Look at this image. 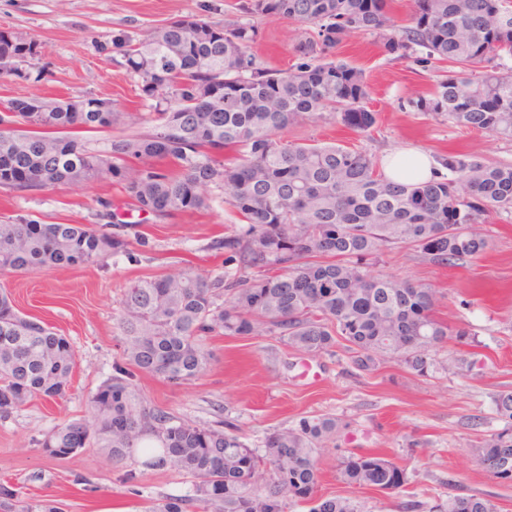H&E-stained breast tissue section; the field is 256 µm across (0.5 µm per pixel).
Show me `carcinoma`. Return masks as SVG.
Listing matches in <instances>:
<instances>
[{
	"label": "carcinoma",
	"mask_w": 512,
	"mask_h": 512,
	"mask_svg": "<svg viewBox=\"0 0 512 512\" xmlns=\"http://www.w3.org/2000/svg\"><path fill=\"white\" fill-rule=\"evenodd\" d=\"M399 24L388 0H246L240 12L277 15L317 27L296 50L314 59L295 71L266 67L249 52L256 28L235 20H174L138 41L120 33L113 46L155 101L153 125L112 140L109 152L88 148L76 133L106 129L119 113L87 98H30L27 112L0 113V165L30 181L13 190L52 187L106 174L139 212L164 217L206 207L205 190L224 186L225 202L244 224L224 236V275L207 278L173 268L139 280L120 300L127 366L118 365L90 399L92 420L55 426L38 441L65 459L89 446L119 465L169 467L191 478L192 491L154 500L143 512H361L351 497L318 494L320 449L343 425L303 416L252 448L234 426H199L148 403L136 374L179 386L211 360L202 335L277 336L292 349L340 350L348 372L370 373L389 359L428 377L433 352L448 339L430 288L372 273L388 250L410 248L445 266L482 255L477 227L487 209L512 212V165L450 153L447 173L424 182H394L363 151L335 144L284 143L280 131L319 120L366 130L370 87L363 70L327 57L350 33L371 35L382 51L446 63V77L426 96L408 100L424 115L512 139V0H413ZM141 161L139 165L129 159ZM128 241L86 224L0 222V272L94 265L125 252ZM75 366L69 339L17 311L0 290V417L32 397L65 396ZM507 422L472 448L491 464L512 457V392L494 397ZM127 423L117 434L113 425ZM336 478L352 489L394 492L404 471L381 453L350 451ZM441 512H496L485 497L458 492ZM0 512H62L54 499H23L0 485Z\"/></svg>",
	"instance_id": "carcinoma-1"
}]
</instances>
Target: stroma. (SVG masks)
<instances>
[{"label":"stroma","instance_id":"35a3bbf8","mask_svg":"<svg viewBox=\"0 0 512 512\" xmlns=\"http://www.w3.org/2000/svg\"><path fill=\"white\" fill-rule=\"evenodd\" d=\"M239 2L0 0V32L35 41L39 50L29 63L30 78H0V102L36 94L98 98L121 112L148 113L151 101L113 48V36L124 32L141 39L178 19L238 20ZM253 23L252 53L281 69L302 63L295 47L316 33L315 26L278 16L257 17ZM333 54L364 70L375 124L356 132L337 120L307 122L282 131V142L357 148L378 162L392 150L417 148L435 161L458 153L512 165V141L408 106L410 97L435 86L446 65L394 59L362 33L336 46ZM206 195L208 207L202 212L158 218L133 209L109 179L21 192L0 187V220L23 216L96 228L106 202L116 214L109 231L129 242L127 252L97 265L0 273V287L10 292L16 309L67 336L76 351L65 399L34 398L0 419V483L15 486L25 498L57 500L64 512H140L147 499L188 494L190 479L177 470H140L131 487L122 481L123 467L106 461L98 449L51 459L38 441L58 424L91 419V396L124 362L119 302L131 282L160 277L175 264L203 275L223 274L222 243L241 220L225 203L220 185H209ZM479 223L490 247L465 264L434 266L396 248L376 268L391 279L431 288L438 315L450 327L474 333L471 345L448 339L436 354L443 367L431 376H416L390 360L357 377L347 372L341 355L310 357L275 336L215 332L206 339L213 359L198 379L174 386L141 374L136 382L152 405L201 425L233 423L254 448L267 433L294 426L303 416H336L344 428L318 456V493L357 498L367 512H400L399 503L410 499L433 506L447 498L453 483L486 495L497 512H512V483L485 472L472 452L477 436L503 426L494 396L512 391V214L489 210ZM461 357L473 363L464 376L451 370ZM350 450L387 455L405 472L400 492L390 496L337 481L339 459Z\"/></svg>","mask_w":512,"mask_h":512}]
</instances>
